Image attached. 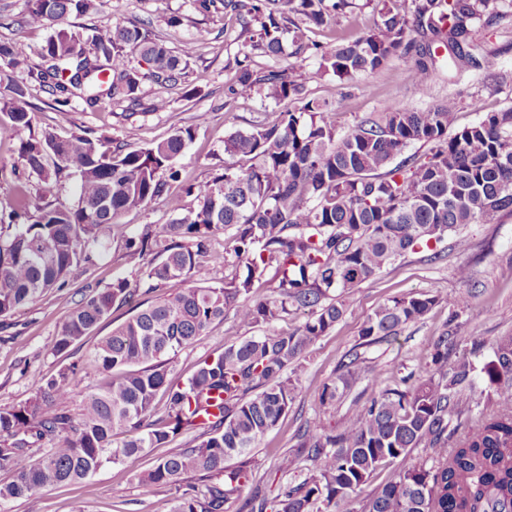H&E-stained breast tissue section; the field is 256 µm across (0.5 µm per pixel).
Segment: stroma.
Segmentation results:
<instances>
[{"label": "stroma", "instance_id": "stroma-1", "mask_svg": "<svg viewBox=\"0 0 512 512\" xmlns=\"http://www.w3.org/2000/svg\"><path fill=\"white\" fill-rule=\"evenodd\" d=\"M25 13L26 0H0V41L22 43L28 52L24 66L0 62V93L15 85L24 86L25 95L19 104L31 117L32 132L63 138L86 132L137 150L167 138L177 129H192L194 138L176 162L182 178L172 185L173 193L182 196L186 207L196 206L199 192L223 173L226 136L259 123H277L282 112L298 108L297 102L269 97L263 84L251 96L230 97L228 88L238 60L249 59L251 70L259 76L287 69L289 64L288 57H271L252 48V31L242 28L234 16L201 13L193 0H98L96 11L70 17L74 29L84 31L106 21L128 26L148 22L168 47L177 50L188 44L194 53L182 82L165 85L144 79L138 90L139 105L115 100L92 108L75 98L68 116H61L52 96L28 76L29 68L40 65L38 50L55 27L23 25ZM173 15L180 16L181 25H168L167 19ZM377 20L376 0H353L350 8L326 25L304 30L307 48L302 58L310 73L304 95L335 106L338 132L348 131L365 117L380 119L395 103L422 111L447 97L456 98L458 106L449 126L453 133L487 114L512 107V10L498 7L490 22L478 27V40L497 55L501 73L497 81L453 64L440 49L429 68V90L425 93L413 86L405 65L397 59L352 81L319 72L313 44H339L369 32ZM157 99L167 101L165 110H151V103ZM78 188L76 174L46 180L30 171L18 156L16 142L0 134V225L11 223L19 193H27L34 205L70 208L77 202ZM175 218L162 198L122 216L105 248L90 250L88 259L72 268L64 287L48 290L19 317L0 316V407L31 400L44 376L72 364L79 367L73 380L76 394H84L99 383L102 374L90 353L102 336L127 318V308L113 310L66 354L51 353L52 339L86 287L103 289L118 278L139 281L137 267L126 258L127 237L139 234L145 226L169 224ZM462 233L470 242L468 250H458L452 240H445L440 245V256L428 250L408 254L347 294L344 316L300 360V385L291 412L254 451L258 477L266 480L275 475L282 455L295 445L294 434L302 422L329 424L347 411L344 402L321 406L317 390L335 377L342 356L357 343L368 316L390 298L413 292L437 296L438 301L421 321L403 326L396 335L367 349L364 368L369 375L351 390L352 396L364 400L393 386L409 371L426 373L432 343L448 325L458 326L466 337L465 343L449 349V359L471 350L479 365L489 359L498 337L512 334V214L505 215L498 224L467 225ZM461 266L469 270L467 279L456 275ZM459 296L465 298V305L451 307L450 299ZM255 333V327L239 323L233 312H226L223 323L213 325L206 336L172 357L169 382L183 384L204 358ZM164 454V449L154 448L124 463L105 465L83 482L43 488L39 492L41 512H156L160 497L149 492L138 476Z\"/></svg>", "mask_w": 512, "mask_h": 512}]
</instances>
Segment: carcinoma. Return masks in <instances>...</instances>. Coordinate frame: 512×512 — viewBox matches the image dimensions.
I'll list each match as a JSON object with an SVG mask.
<instances>
[{"mask_svg": "<svg viewBox=\"0 0 512 512\" xmlns=\"http://www.w3.org/2000/svg\"><path fill=\"white\" fill-rule=\"evenodd\" d=\"M195 2L202 13L221 8L257 26L255 47L278 57L296 55L286 52L285 36L298 43L300 23L319 26L350 7V0ZM381 2L372 31L316 46L319 71L350 79L399 58L424 92L436 46L454 63L496 76V53L475 38L492 0H411L407 10L399 0ZM95 8L96 0H27V24L57 25L41 47L44 65L29 74L55 96L61 114L74 96L91 107L114 99L137 103L142 79L175 84L185 77L191 48L172 50L147 25L105 23L87 38L63 26L71 14ZM129 50L147 72L129 66ZM26 57L23 44L0 41L1 61L18 67ZM260 83L278 101L301 102L299 111L284 112L277 125L229 135L224 154L245 165L224 164V173L199 193L197 208L126 240L127 256L143 263V276L153 282L149 289L167 292L141 301L139 289L119 278L86 295L54 336L51 350L64 353L113 309L129 308L131 315L91 354L105 382L82 396L77 413L70 408L73 367L44 378L32 400L0 408V469L12 473L0 485V512L15 499L31 507L43 487L83 481L106 463L120 464L188 432L196 433L197 445L158 458L140 474L147 487L175 490L158 512H229L234 504L236 512H321L318 503L337 509L356 499L375 471L422 445L431 453L405 464L360 501L359 512H512V405L481 415L472 433L452 440V416L478 405L474 363L465 353L448 362L455 333L434 341L428 375L409 373L366 403L353 400L333 425H301L278 470L292 474L309 461L302 480L279 484L272 497L257 484L241 498L253 478V449L291 409L299 359L342 318L344 294L462 225L496 224L512 212L511 108L450 136L455 98L424 111L392 105L380 119L364 118L339 134L336 108L303 97V64L263 76L242 65L231 94L247 97ZM24 95L14 85L0 97L20 158L47 179L75 171L80 191L72 208L33 213L23 195L17 216L27 223L0 226V316L23 313L42 293L62 287L71 267L108 238L122 215L164 193L172 211L184 210L182 197L167 186L179 179L175 162L194 137L177 130L132 151L85 132L37 138L18 105ZM414 143L430 146V153L395 162ZM217 232L229 233L222 250L211 245ZM227 265L234 273L211 283V273ZM270 271L272 294L252 299L255 283ZM436 301L409 293L380 305L339 373L318 390L319 403L343 398L360 379L365 349L420 321ZM230 308L241 323L264 332L225 346L183 385L169 386L170 355L223 321ZM293 311L309 318L292 331L276 330ZM481 373L498 391L512 388V336L495 340ZM43 441L49 447L32 458Z\"/></svg>", "mask_w": 512, "mask_h": 512, "instance_id": "1", "label": "carcinoma"}]
</instances>
